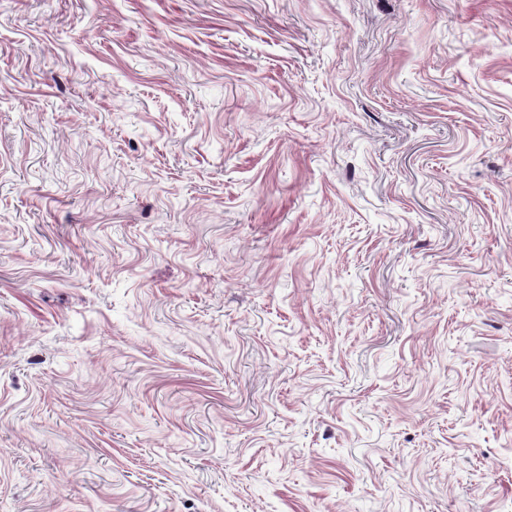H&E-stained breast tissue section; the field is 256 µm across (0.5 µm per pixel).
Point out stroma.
Returning <instances> with one entry per match:
<instances>
[{"label": "stroma", "instance_id": "1", "mask_svg": "<svg viewBox=\"0 0 512 512\" xmlns=\"http://www.w3.org/2000/svg\"><path fill=\"white\" fill-rule=\"evenodd\" d=\"M0 512H512V0H0Z\"/></svg>", "mask_w": 512, "mask_h": 512}]
</instances>
